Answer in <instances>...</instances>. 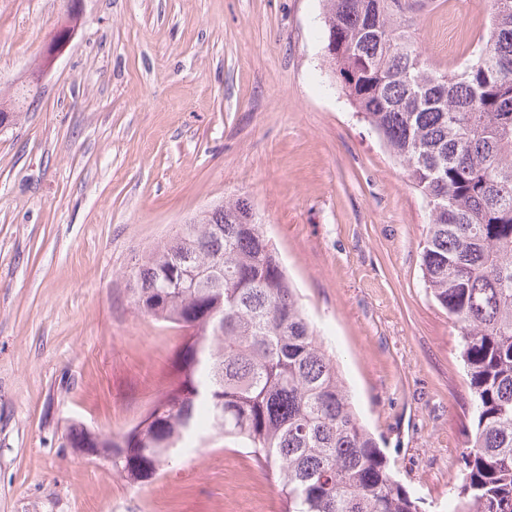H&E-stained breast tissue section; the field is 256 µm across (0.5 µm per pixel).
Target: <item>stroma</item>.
<instances>
[{
	"mask_svg": "<svg viewBox=\"0 0 512 512\" xmlns=\"http://www.w3.org/2000/svg\"><path fill=\"white\" fill-rule=\"evenodd\" d=\"M418 16L455 69L478 0ZM71 0H0V94L25 85ZM322 0H82L64 50L0 131V512H283L243 449L211 445L152 484L62 447L119 435L184 334L137 312L132 257L231 198L265 226L356 411L421 512H451L469 421L458 336L423 284L428 213L324 52Z\"/></svg>",
	"mask_w": 512,
	"mask_h": 512,
	"instance_id": "1",
	"label": "stroma"
}]
</instances>
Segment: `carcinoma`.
Returning <instances> with one entry per match:
<instances>
[{
  "label": "carcinoma",
  "instance_id": "obj_1",
  "mask_svg": "<svg viewBox=\"0 0 512 512\" xmlns=\"http://www.w3.org/2000/svg\"><path fill=\"white\" fill-rule=\"evenodd\" d=\"M325 55L429 210L423 282L448 312L471 391L454 512H512V0L456 70L410 34L433 0H322ZM18 94L0 98L11 123ZM138 312L186 331L145 415L65 447L133 485L190 448H242L285 512H418L359 420L339 368L246 200L216 204L122 272Z\"/></svg>",
  "mask_w": 512,
  "mask_h": 512
}]
</instances>
